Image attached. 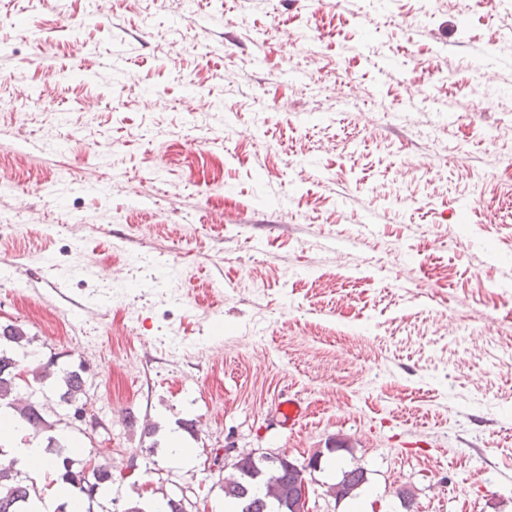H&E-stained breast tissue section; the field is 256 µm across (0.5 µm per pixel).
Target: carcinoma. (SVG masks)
<instances>
[{
	"instance_id": "cac0c4a2",
	"label": "carcinoma",
	"mask_w": 512,
	"mask_h": 512,
	"mask_svg": "<svg viewBox=\"0 0 512 512\" xmlns=\"http://www.w3.org/2000/svg\"><path fill=\"white\" fill-rule=\"evenodd\" d=\"M30 344L24 330L14 324L0 326V409H10L18 419L40 433L54 428L46 416L60 411L79 409L78 402L86 394L85 370H65L62 374L64 392L54 402L47 395L36 397L35 383L50 376L53 361L31 372L32 379L19 384L20 364L27 360ZM47 451L54 465L63 469L61 480L73 486L81 499L87 501L86 512H94L93 504L101 491L112 482V467L93 464L91 459H75L67 446L55 437H48ZM241 481L224 483V498L234 507L233 512H289L288 503L297 493L295 471L271 455L252 456L243 453L236 460ZM366 482L362 467L342 471V478L331 490L341 488V498L354 495ZM41 494L29 475L14 466L0 467V512H32V500Z\"/></svg>"
}]
</instances>
